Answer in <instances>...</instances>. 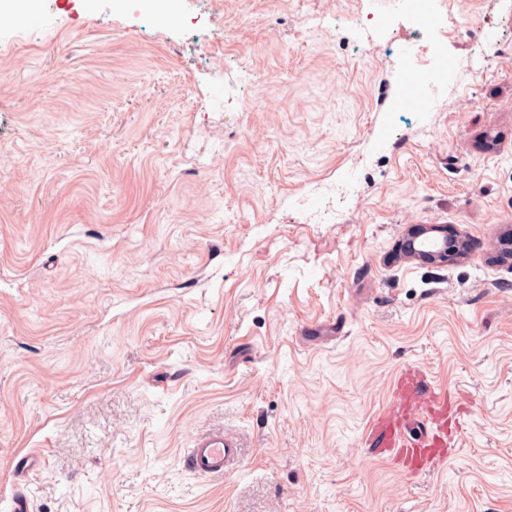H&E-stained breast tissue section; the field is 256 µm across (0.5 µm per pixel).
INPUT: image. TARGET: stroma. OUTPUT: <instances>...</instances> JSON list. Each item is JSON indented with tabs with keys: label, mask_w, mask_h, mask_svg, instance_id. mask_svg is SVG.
Wrapping results in <instances>:
<instances>
[{
	"label": "stroma",
	"mask_w": 512,
	"mask_h": 512,
	"mask_svg": "<svg viewBox=\"0 0 512 512\" xmlns=\"http://www.w3.org/2000/svg\"><path fill=\"white\" fill-rule=\"evenodd\" d=\"M448 14L472 34L398 0L0 28V512H512V0ZM420 48L448 82L410 107ZM436 226L470 249L400 254ZM409 368L461 423L425 472L365 441ZM216 429L240 458L209 481L181 455ZM439 0H412L409 7L414 8V20L416 25L423 30H438L448 38V35L457 31L460 27L455 22L451 31H446L442 26L443 12L435 2ZM419 237L420 233H414L406 239V253L411 258L429 263L447 262L448 256L460 254L461 250L467 245L465 241L460 240L456 248H451L448 244V248L445 251L437 252L417 247L416 241Z\"/></svg>",
	"instance_id": "35a3bbf8"
}]
</instances>
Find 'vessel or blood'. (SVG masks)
<instances>
[{"label": "vessel or blood", "mask_w": 512, "mask_h": 512, "mask_svg": "<svg viewBox=\"0 0 512 512\" xmlns=\"http://www.w3.org/2000/svg\"><path fill=\"white\" fill-rule=\"evenodd\" d=\"M399 403L377 418L369 429L367 441L375 453L386 454L423 471L444 457L456 430L448 414V397L414 372L402 374L398 381ZM420 419L424 440L406 435L410 420ZM239 453L236 437L214 431L194 438L183 456L184 466L192 473L219 478L233 470Z\"/></svg>", "instance_id": "1"}]
</instances>
